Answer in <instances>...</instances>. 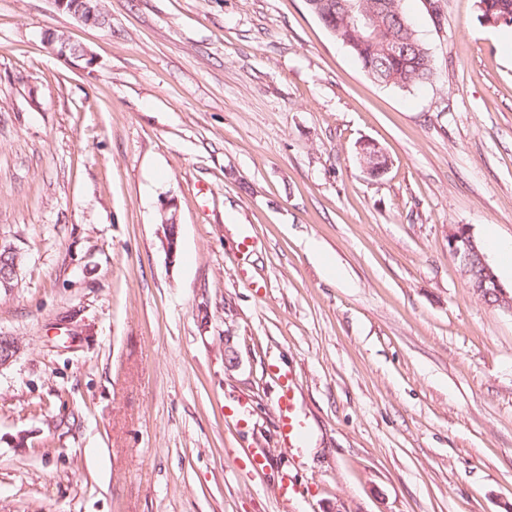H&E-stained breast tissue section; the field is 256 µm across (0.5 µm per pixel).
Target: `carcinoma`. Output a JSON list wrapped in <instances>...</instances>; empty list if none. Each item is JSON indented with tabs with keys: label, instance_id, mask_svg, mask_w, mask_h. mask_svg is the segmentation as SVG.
<instances>
[{
	"label": "carcinoma",
	"instance_id": "cac0c4a2",
	"mask_svg": "<svg viewBox=\"0 0 512 512\" xmlns=\"http://www.w3.org/2000/svg\"><path fill=\"white\" fill-rule=\"evenodd\" d=\"M347 0H310L309 11L322 25L340 40L357 58L363 71L375 82L399 88L423 84L433 77V66L428 48L420 40L408 17L398 18L395 13L398 0H359L367 11L384 14V37L408 47L400 59H390L383 54L379 43L360 39L344 3ZM479 10L485 19L503 20L512 24V0H479Z\"/></svg>",
	"mask_w": 512,
	"mask_h": 512
}]
</instances>
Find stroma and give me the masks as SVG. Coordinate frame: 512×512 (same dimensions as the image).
Masks as SVG:
<instances>
[{
    "instance_id": "stroma-1",
    "label": "stroma",
    "mask_w": 512,
    "mask_h": 512,
    "mask_svg": "<svg viewBox=\"0 0 512 512\" xmlns=\"http://www.w3.org/2000/svg\"><path fill=\"white\" fill-rule=\"evenodd\" d=\"M103 5L0 0V512H512V315L448 252L512 238V25L403 0L435 75L398 88L305 0ZM280 390L276 400L279 414V437L283 450L301 448L303 431L295 416V394L288 376L278 375Z\"/></svg>"
}]
</instances>
